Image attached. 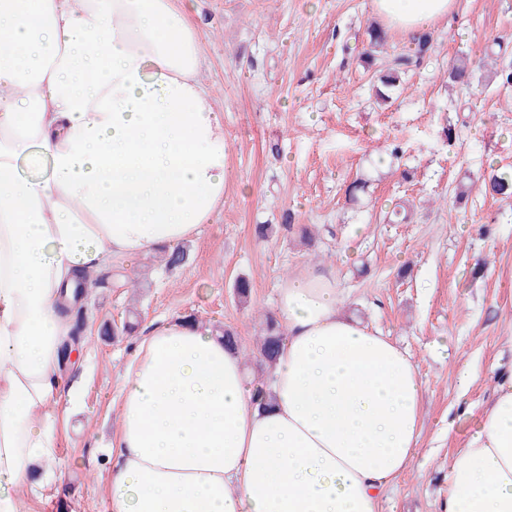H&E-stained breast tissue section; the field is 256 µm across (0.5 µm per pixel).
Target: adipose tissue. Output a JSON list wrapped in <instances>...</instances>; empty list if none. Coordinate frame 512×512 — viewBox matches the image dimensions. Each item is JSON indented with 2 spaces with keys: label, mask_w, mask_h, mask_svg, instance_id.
I'll list each match as a JSON object with an SVG mask.
<instances>
[{
  "label": "adipose tissue",
  "mask_w": 512,
  "mask_h": 512,
  "mask_svg": "<svg viewBox=\"0 0 512 512\" xmlns=\"http://www.w3.org/2000/svg\"><path fill=\"white\" fill-rule=\"evenodd\" d=\"M193 0H0V512L56 458L75 277L200 234L229 184L224 111ZM414 37L455 0H371ZM271 375L211 324L141 337L118 397L110 512H382L422 426L411 357L292 274ZM443 512H512V376L448 464Z\"/></svg>",
  "instance_id": "obj_1"
}]
</instances>
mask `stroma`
Wrapping results in <instances>:
<instances>
[{"mask_svg":"<svg viewBox=\"0 0 512 512\" xmlns=\"http://www.w3.org/2000/svg\"><path fill=\"white\" fill-rule=\"evenodd\" d=\"M191 19L210 62L204 79L224 109L233 183L215 221L186 241L184 265L142 260L135 291L115 266L96 272L78 363L61 370L85 408L59 413L58 455L41 488L26 492L31 512H108L111 403L135 344L112 328L129 311L141 336L175 315L230 326L260 375L258 316L309 266L330 272L347 312L416 363L423 430L383 512H438L449 459L497 378L512 375V199L483 190L491 171L512 170V89L488 83L485 66L495 45L512 52V0H456L454 17L430 29L432 52L386 105L362 58L370 0H197ZM461 55L484 92L449 86ZM356 182L363 191L347 194ZM400 200L409 220L385 223ZM239 276L252 283L248 309L233 294Z\"/></svg>","mask_w":512,"mask_h":512,"instance_id":"stroma-1","label":"stroma"}]
</instances>
